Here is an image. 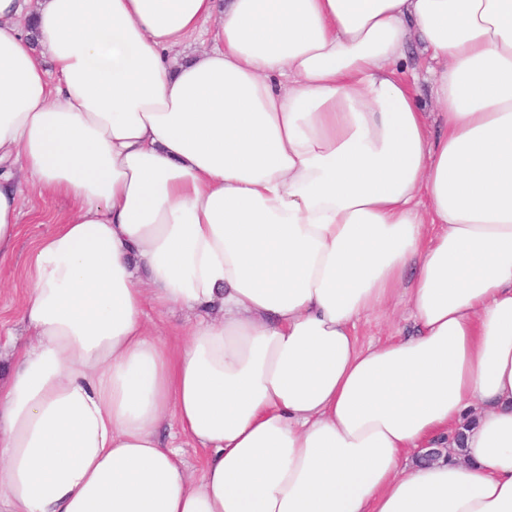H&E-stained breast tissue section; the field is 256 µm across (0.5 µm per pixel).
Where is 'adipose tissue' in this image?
<instances>
[{
	"instance_id": "ef3b65f1",
	"label": "adipose tissue",
	"mask_w": 512,
	"mask_h": 512,
	"mask_svg": "<svg viewBox=\"0 0 512 512\" xmlns=\"http://www.w3.org/2000/svg\"><path fill=\"white\" fill-rule=\"evenodd\" d=\"M24 183L0 512H512V0H0V262ZM403 66L402 76L407 82L413 84L414 76L418 77L414 87L424 112H436L433 100V78L427 71L431 65L420 47L415 46L410 49L408 59ZM21 191L20 234L16 254L12 261L0 268L1 329H11L19 344L26 340L24 326L19 320L27 288L26 258L36 240L53 230L69 205L66 200L38 197L25 184L21 185ZM406 302H393L385 311L373 314L361 321L358 327L360 343L364 346L379 344L391 336L412 332ZM188 326V319L185 312L180 309H173L164 318L162 330L173 344H180L184 340V330ZM167 432L175 435V438L173 439L174 443L180 444L182 447H184L181 449L183 451V456L189 470L195 474H200V470L204 465L207 452L201 448H192L193 446L187 442L184 436L180 435L178 429L175 427L167 429Z\"/></svg>"
}]
</instances>
